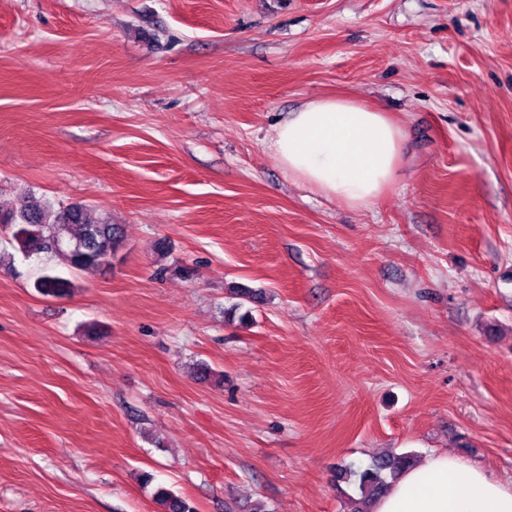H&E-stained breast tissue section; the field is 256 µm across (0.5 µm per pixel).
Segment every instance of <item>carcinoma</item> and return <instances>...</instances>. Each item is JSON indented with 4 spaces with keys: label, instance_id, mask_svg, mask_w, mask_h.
I'll use <instances>...</instances> for the list:
<instances>
[{
    "label": "carcinoma",
    "instance_id": "cac0c4a2",
    "mask_svg": "<svg viewBox=\"0 0 512 512\" xmlns=\"http://www.w3.org/2000/svg\"><path fill=\"white\" fill-rule=\"evenodd\" d=\"M82 204L58 208L35 200H24L20 205L3 208L0 205V224L10 225L12 241L25 255L45 254L58 261L47 266L35 280L34 288L47 296H66L74 288L72 280L63 271L98 268L108 252L121 246L119 225L103 219L91 223ZM415 465L409 454L384 455L375 459L362 471H355L357 496H349L348 512H372V504L403 471ZM157 503L163 512H195L186 499L158 488Z\"/></svg>",
    "mask_w": 512,
    "mask_h": 512
}]
</instances>
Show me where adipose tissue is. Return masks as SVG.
Masks as SVG:
<instances>
[{
    "mask_svg": "<svg viewBox=\"0 0 512 512\" xmlns=\"http://www.w3.org/2000/svg\"><path fill=\"white\" fill-rule=\"evenodd\" d=\"M406 139L386 112L348 98H317L277 122L268 148L288 178L358 208L392 186ZM373 512H512V486L432 453L401 473Z\"/></svg>",
    "mask_w": 512,
    "mask_h": 512,
    "instance_id": "obj_1",
    "label": "adipose tissue"
}]
</instances>
